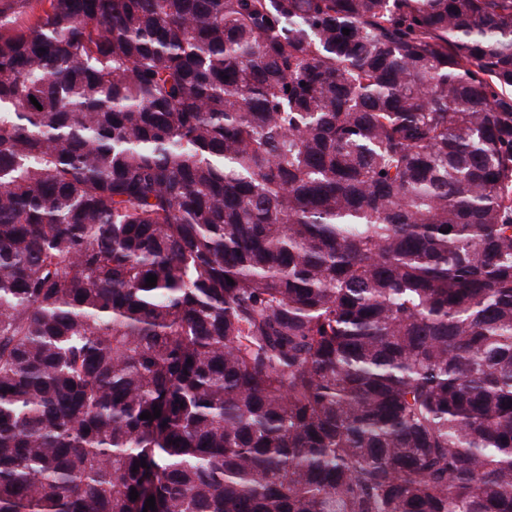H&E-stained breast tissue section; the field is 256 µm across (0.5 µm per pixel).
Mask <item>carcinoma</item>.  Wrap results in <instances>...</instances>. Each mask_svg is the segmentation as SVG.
<instances>
[{"label":"carcinoma","instance_id":"carcinoma-1","mask_svg":"<svg viewBox=\"0 0 512 512\" xmlns=\"http://www.w3.org/2000/svg\"><path fill=\"white\" fill-rule=\"evenodd\" d=\"M0 512H512V0L1 4Z\"/></svg>","mask_w":512,"mask_h":512}]
</instances>
